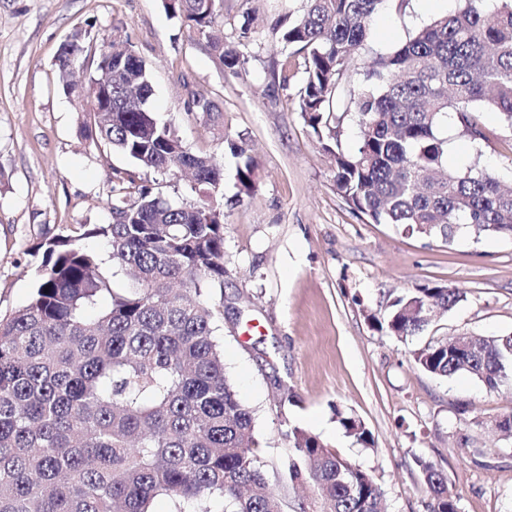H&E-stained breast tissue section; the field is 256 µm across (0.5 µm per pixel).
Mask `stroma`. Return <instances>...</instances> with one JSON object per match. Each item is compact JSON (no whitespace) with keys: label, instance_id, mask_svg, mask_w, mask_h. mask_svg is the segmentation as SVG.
<instances>
[{"label":"stroma","instance_id":"stroma-1","mask_svg":"<svg viewBox=\"0 0 512 512\" xmlns=\"http://www.w3.org/2000/svg\"><path fill=\"white\" fill-rule=\"evenodd\" d=\"M456 0H409L379 12L364 59L404 41L408 30L453 10ZM304 0H223L213 29L240 40L244 16L256 21L226 69L205 35L168 14L161 0H0V316L25 305L41 256L37 245L73 227L112 221L113 176L131 162L86 139V118L62 90L55 57L77 31L94 44L120 36L149 65L156 118L191 152L224 166L215 194L224 208V286L212 298L224 369L254 413V439L283 512H294L306 486L285 470L297 426L367 470L385 492L387 512H431L416 464L446 475L459 512H512V439L482 434V456L459 443L470 430L457 412L493 419L512 413V392H487L470 377L444 379L415 366L402 342L374 330L369 313L424 285L449 284L465 298L433 324L432 336L512 332V239L463 236L453 244L421 238L353 212L332 187V161L296 101L302 55L271 36ZM213 101L216 128L188 109L192 96ZM484 141L443 127L451 166L472 162L512 185V129L481 112ZM247 140L258 161L256 188L235 200V162L223 134ZM290 387L285 400L280 388ZM358 416L375 444L349 437L337 412Z\"/></svg>","mask_w":512,"mask_h":512}]
</instances>
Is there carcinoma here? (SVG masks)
Segmentation results:
<instances>
[{
  "instance_id": "carcinoma-1",
  "label": "carcinoma",
  "mask_w": 512,
  "mask_h": 512,
  "mask_svg": "<svg viewBox=\"0 0 512 512\" xmlns=\"http://www.w3.org/2000/svg\"><path fill=\"white\" fill-rule=\"evenodd\" d=\"M408 0H306L303 11L274 29V38L305 59L297 107L332 157L336 193L374 224L453 243L463 231L479 241L512 238V188L473 163L448 166L441 128L453 116L460 134L485 138L478 112H496L512 128V0H457L456 10L408 32L389 52L360 66L375 15L401 11ZM174 17L207 35L218 0H162ZM234 71L240 45L209 40ZM99 49L82 90L71 69L89 63L80 32L62 45L56 67L77 111L90 117L93 141L129 158L148 174L182 167L203 198L173 203L115 173L112 223L43 243L29 301L0 317V512H153L156 497L171 512H282L258 461L252 411L237 398L216 337L210 289L224 287V209L213 193L223 166L190 152L160 123L148 64L131 45ZM112 82V111L95 110V87ZM192 107L215 124L221 112L195 96ZM362 133L342 149L344 127ZM236 159V196L255 188L257 165L243 138L223 135ZM101 236L107 256L80 244ZM121 275L129 288L114 287ZM111 306L92 319L102 297ZM465 294L450 285L396 296L371 327L399 340L421 335L436 314ZM414 364L440 377L466 374L489 392L512 387V332L433 337L410 351ZM345 433L365 448L371 432L353 414L336 411ZM291 483L310 484L299 512H380L382 487L360 466L304 430L288 429ZM418 466L431 512H459L447 478L432 462Z\"/></svg>"
}]
</instances>
